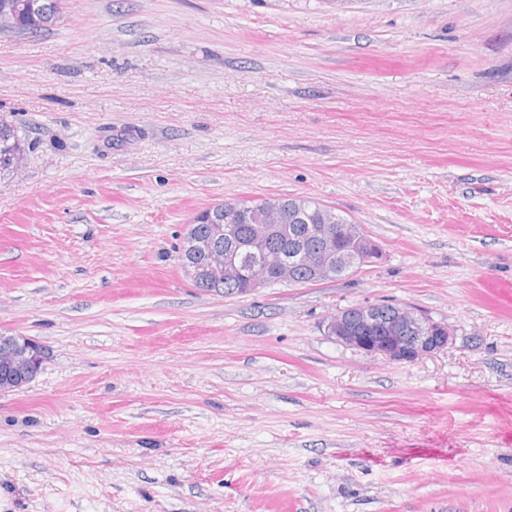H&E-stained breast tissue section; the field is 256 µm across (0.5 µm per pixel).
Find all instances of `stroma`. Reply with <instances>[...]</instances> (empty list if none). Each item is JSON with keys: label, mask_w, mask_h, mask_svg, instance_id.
Returning <instances> with one entry per match:
<instances>
[{"label": "stroma", "mask_w": 512, "mask_h": 512, "mask_svg": "<svg viewBox=\"0 0 512 512\" xmlns=\"http://www.w3.org/2000/svg\"><path fill=\"white\" fill-rule=\"evenodd\" d=\"M0 512H512V0H66L0 34ZM304 197L381 249L224 296L177 249L229 198ZM410 305L443 351L336 342ZM26 141L19 135L18 128L6 116L0 115V154L13 150L26 153ZM391 304L380 303L382 307ZM326 329L346 346L399 363L442 351L450 339L446 325L403 304L391 305L386 311L377 304L354 305L331 316ZM0 353V393L11 392L29 383L47 360L46 347L26 336H11Z\"/></svg>", "instance_id": "1"}]
</instances>
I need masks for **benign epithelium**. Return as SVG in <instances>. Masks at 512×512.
Listing matches in <instances>:
<instances>
[{"label": "benign epithelium", "instance_id": "benign-epithelium-1", "mask_svg": "<svg viewBox=\"0 0 512 512\" xmlns=\"http://www.w3.org/2000/svg\"><path fill=\"white\" fill-rule=\"evenodd\" d=\"M25 15L31 24L49 26L59 19L44 0H20L0 10V34L15 33ZM22 154L0 156V180L19 174ZM247 225L238 232L237 225ZM376 245L354 225L288 223V211L259 203L246 204L220 219L209 231L187 239L184 269L201 288L234 287L252 292L273 284L295 285L298 272L307 270L315 284L335 277L336 268L374 263ZM328 335L367 354L410 363L444 350L448 327L403 304L383 310L376 304H358L331 316ZM47 360L46 347L26 336H14L0 351V393L29 383Z\"/></svg>", "mask_w": 512, "mask_h": 512}]
</instances>
